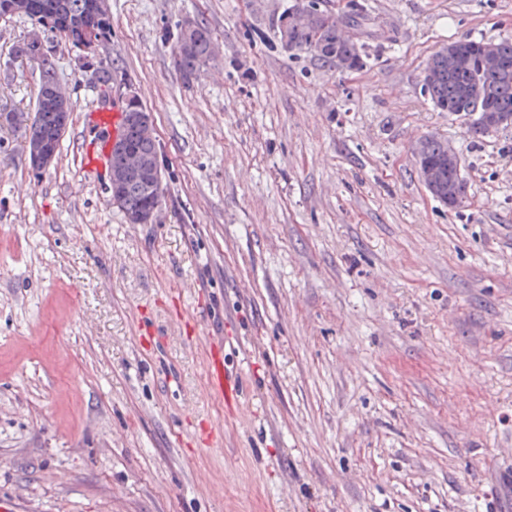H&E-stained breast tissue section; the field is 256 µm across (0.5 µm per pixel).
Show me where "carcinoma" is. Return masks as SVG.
Instances as JSON below:
<instances>
[{
  "instance_id": "obj_1",
  "label": "carcinoma",
  "mask_w": 512,
  "mask_h": 512,
  "mask_svg": "<svg viewBox=\"0 0 512 512\" xmlns=\"http://www.w3.org/2000/svg\"><path fill=\"white\" fill-rule=\"evenodd\" d=\"M95 0H64L67 13L72 16L94 14L98 19V31L102 43L112 40V18L108 12H99L93 6ZM288 17V9H283L272 23L273 39L279 46H288V53L294 55L300 52L314 54L322 63L341 70L359 69L364 64L365 51L354 42L347 41L343 28L336 14L326 9L312 8L306 20L285 30L284 19ZM198 32L193 38L185 36L183 23L175 25V29H164L161 36L174 41L173 66L185 82H190L198 76L212 56V35L209 27L199 21ZM498 55L506 65V69L497 75H487L480 71V51L472 49V63L461 68L454 59L440 49L435 52L427 63L425 70L434 74V80L422 85L423 92L429 97L434 108L439 112H461L470 116L474 112H482L484 101H478L469 94V87L475 81H480L485 89L487 101L497 112L512 113V41L505 39L496 43ZM94 81L107 89L112 88V66L97 59L91 63ZM37 107L47 113L71 112L70 97L63 92L56 94L39 88ZM145 111L137 99L122 104L123 113L121 131L128 133L127 144L133 155L131 167L141 169L137 175H123L121 185L116 190L119 201L116 205L121 209L124 218L144 211L155 203H160L163 196V180L154 176L155 165L159 159V145L151 135L140 134L132 129L131 119ZM19 125L22 127V137L26 149L33 147L28 135L40 134L46 140L57 136V130L49 120L35 125H27L23 120L14 118L9 112L0 113V125ZM433 165L438 172V181L431 195L441 200V195L448 194V181H456L457 174L448 172V142L437 136H427L422 140L417 168L422 164Z\"/></svg>"
}]
</instances>
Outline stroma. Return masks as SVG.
I'll list each match as a JSON object with an SVG mask.
<instances>
[{"label":"stroma","instance_id":"1","mask_svg":"<svg viewBox=\"0 0 512 512\" xmlns=\"http://www.w3.org/2000/svg\"><path fill=\"white\" fill-rule=\"evenodd\" d=\"M294 0H108L100 54L152 113L165 195L125 223L84 181L100 91L31 169L0 129V499L25 512H512V128L474 138L421 89L449 42L512 38V0H368L363 68L254 40ZM207 24L192 83L159 33ZM35 31L0 20V111L33 117ZM448 140L467 198L423 185ZM156 352L139 351L140 330ZM243 380L204 393V337ZM175 382H166V374ZM220 422L224 446L195 429ZM422 163L433 165L438 172V181L436 172L429 167L424 169L422 175V179L428 188L435 186L434 191L428 189L432 197L446 205L440 196V194H444V196H448V198H443L448 206L456 207L460 205L464 199V193L457 190L452 195H448V179L454 183H456V179L458 180L457 174L453 171L448 176V169L452 167L458 174L461 170L460 159L455 150L448 145V142L433 135L425 137L422 140L419 158L415 161L420 176Z\"/></svg>","mask_w":512,"mask_h":512}]
</instances>
